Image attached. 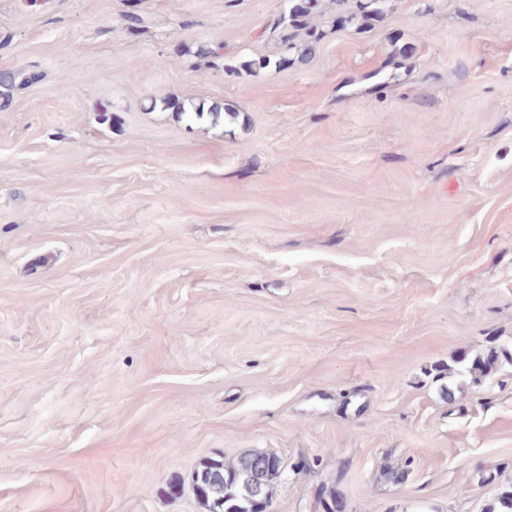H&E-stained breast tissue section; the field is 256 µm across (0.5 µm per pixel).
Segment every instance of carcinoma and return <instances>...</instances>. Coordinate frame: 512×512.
<instances>
[{
  "label": "carcinoma",
  "instance_id": "1",
  "mask_svg": "<svg viewBox=\"0 0 512 512\" xmlns=\"http://www.w3.org/2000/svg\"><path fill=\"white\" fill-rule=\"evenodd\" d=\"M318 0H290L288 13L283 15L282 23L296 29L306 30L307 41L303 44L301 54H312L320 40L317 29L309 26L307 18ZM33 74L22 71L0 72V109L9 106L10 90L19 81L30 82ZM162 107L184 115L187 109L184 101L166 96L152 99L150 108ZM255 459L279 461L272 453H247L236 460L226 462L224 459H210L194 471L192 482L197 488V498L206 512H264L269 506L271 496L279 476L272 470L263 475L253 471L249 463Z\"/></svg>",
  "mask_w": 512,
  "mask_h": 512
}]
</instances>
